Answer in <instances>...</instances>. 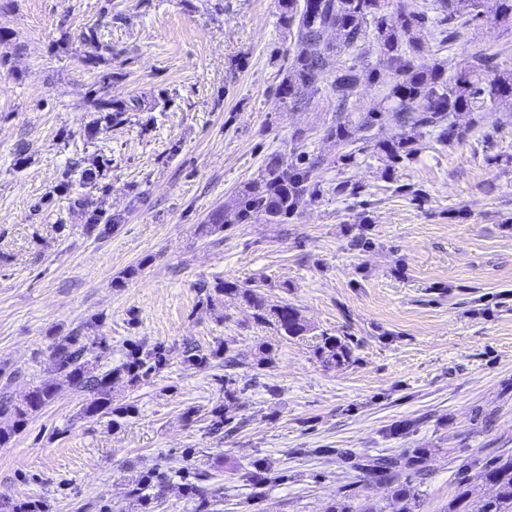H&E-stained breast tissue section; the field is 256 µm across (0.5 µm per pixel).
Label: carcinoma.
<instances>
[{
  "label": "carcinoma",
  "instance_id": "obj_1",
  "mask_svg": "<svg viewBox=\"0 0 512 512\" xmlns=\"http://www.w3.org/2000/svg\"><path fill=\"white\" fill-rule=\"evenodd\" d=\"M385 0H280L281 18L289 27L297 28V41L291 70L278 86L281 97L292 106L307 103L305 90L327 81L336 94L339 115L336 122L325 130L327 138L339 145L349 146L370 139L375 127L392 124L401 132L378 143L389 162V168L401 163L417 151L418 138L431 131L451 140L457 135L451 117L458 112H493L499 105L512 102V69L500 71L494 63V55L479 54L471 57L466 68L450 77L442 65L425 68L416 64L422 46L411 39L403 43L400 33H408L423 24L426 17L414 4H403L396 11V20L388 24L383 8ZM442 20L448 23L444 40L454 42L461 36L456 20L471 21L489 15L494 24L512 31V0H438ZM336 31L339 42L331 48L323 40L324 33ZM377 40L380 63L394 71L396 80L387 98L392 106L375 109L355 122L344 115L346 104L357 88L361 75L357 68L348 66L340 56L359 46L366 38ZM90 105L96 112L88 122V135H93L104 124L116 127L126 121L125 110L116 107L103 96H95ZM323 160L312 159L303 152L292 150L288 156L276 155L267 164L260 178L246 186L240 194L236 208L231 212L222 209L211 215L202 230L212 234L224 231L226 224H243L258 217L266 224H282L293 216L301 204L316 198L321 192L318 171ZM77 183L94 186L92 170L76 167L67 173L66 185ZM254 281L239 282L218 280L213 292L240 299L256 310L255 316L271 323L278 335L289 339L306 335L308 327L297 308L290 303L266 306L264 297ZM100 343L81 340L79 336H67L53 346L57 371L80 392H88L82 409L86 418L112 414V423L124 415L118 409H110L112 402V377L125 372L135 378L146 375L163 360L158 350H134L121 367L94 375L89 367ZM315 355L326 364L336 367L350 363V344L336 336L321 334ZM54 394L53 386L43 383L34 387L21 402H13L8 396H0V416L12 419L11 432L26 425L29 417L47 405ZM429 450L413 448L401 454L377 455L366 463L354 464L367 480L395 482L394 496L405 501L404 512L419 507L418 495L409 484L399 483L400 474L409 470L417 476L426 471ZM481 477L500 487L496 498L483 500L473 512H509L512 508V456L499 457L481 470ZM164 476L142 473L130 481V495L140 503L144 512H153L157 498L156 487ZM210 476L194 475L193 480L182 484L184 495L194 502V512H212V492L208 487Z\"/></svg>",
  "mask_w": 512,
  "mask_h": 512
}]
</instances>
